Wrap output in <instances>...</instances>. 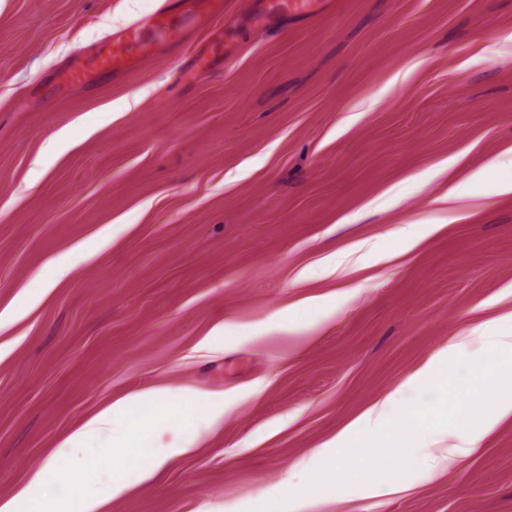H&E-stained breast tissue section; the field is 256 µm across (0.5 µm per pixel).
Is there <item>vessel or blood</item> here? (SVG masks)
<instances>
[{
	"mask_svg": "<svg viewBox=\"0 0 512 512\" xmlns=\"http://www.w3.org/2000/svg\"><path fill=\"white\" fill-rule=\"evenodd\" d=\"M333 0H264L261 17L272 19L280 15L312 17L332 5ZM182 0H166L162 9L143 15L132 25L112 34L104 45L73 60L56 83L43 86L44 97L59 95L67 86H89L107 72L126 70L140 57L148 54L152 42L150 35L162 29L167 20L180 14Z\"/></svg>",
	"mask_w": 512,
	"mask_h": 512,
	"instance_id": "vessel-or-blood-1",
	"label": "vessel or blood"
}]
</instances>
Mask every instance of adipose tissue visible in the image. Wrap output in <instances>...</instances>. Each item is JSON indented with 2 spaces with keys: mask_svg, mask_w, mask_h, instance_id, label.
<instances>
[{
  "mask_svg": "<svg viewBox=\"0 0 512 512\" xmlns=\"http://www.w3.org/2000/svg\"><path fill=\"white\" fill-rule=\"evenodd\" d=\"M486 345L495 353L492 366L472 369L459 379L446 368L451 349L436 353L408 381L389 394L380 406L351 422L334 440L292 465L288 479L268 487L265 498L275 500L300 494L296 479L309 477L320 487H333L370 473L373 458L363 457L345 467L350 447L378 448L396 463L394 474L404 480L414 459L411 449L456 421L461 443L441 459L452 466L473 452L498 422L512 416V330H488ZM437 389L447 400L426 412L408 404L407 389ZM224 416V402L208 399L190 388L149 387L117 399L91 415L62 441L61 448L31 478L28 487L0 502V512H48L33 494L59 475L68 476L73 493L64 512H102L105 503L122 496L133 482L152 477L166 463L195 448L198 440ZM107 478L105 491L85 488L87 467Z\"/></svg>",
  "mask_w": 512,
  "mask_h": 512,
  "instance_id": "obj_1",
  "label": "adipose tissue"
}]
</instances>
